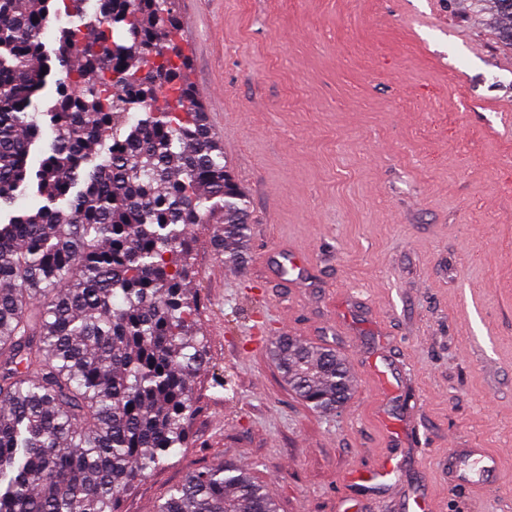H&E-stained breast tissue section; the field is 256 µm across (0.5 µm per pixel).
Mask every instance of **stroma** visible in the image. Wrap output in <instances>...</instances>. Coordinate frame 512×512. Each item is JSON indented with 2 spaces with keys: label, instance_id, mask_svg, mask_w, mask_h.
<instances>
[{
  "label": "stroma",
  "instance_id": "obj_1",
  "mask_svg": "<svg viewBox=\"0 0 512 512\" xmlns=\"http://www.w3.org/2000/svg\"><path fill=\"white\" fill-rule=\"evenodd\" d=\"M191 80L249 200L244 264L192 229L206 362L190 447L119 512L234 463L278 512H512V49L463 0H178ZM305 262L298 282L264 257ZM278 334L345 358L331 416L288 385ZM394 383L383 393L373 369ZM452 448L498 471L459 483ZM393 456L387 484L348 474Z\"/></svg>",
  "mask_w": 512,
  "mask_h": 512
}]
</instances>
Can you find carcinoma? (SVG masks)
<instances>
[{"mask_svg": "<svg viewBox=\"0 0 512 512\" xmlns=\"http://www.w3.org/2000/svg\"><path fill=\"white\" fill-rule=\"evenodd\" d=\"M55 0H0V206L34 185L46 204L0 222V512H118L146 472L188 447L205 362L192 224H221L224 264L246 255L243 191L187 70L176 0H98L45 47ZM512 46V0H485ZM42 135L34 98L55 68ZM142 117L135 118L133 113ZM101 162L94 163L95 158ZM288 385L327 413L351 395L336 351L270 340ZM157 512H278L248 472L218 463Z\"/></svg>", "mask_w": 512, "mask_h": 512, "instance_id": "1", "label": "carcinoma"}]
</instances>
